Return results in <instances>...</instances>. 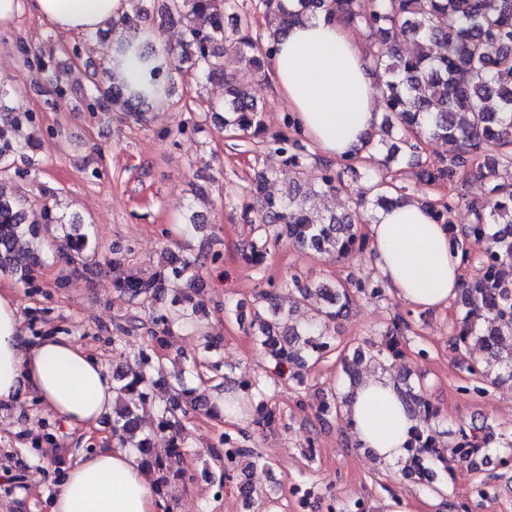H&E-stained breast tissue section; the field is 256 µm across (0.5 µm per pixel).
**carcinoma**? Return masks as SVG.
Masks as SVG:
<instances>
[{"label": "carcinoma", "mask_w": 512, "mask_h": 512, "mask_svg": "<svg viewBox=\"0 0 512 512\" xmlns=\"http://www.w3.org/2000/svg\"><path fill=\"white\" fill-rule=\"evenodd\" d=\"M168 24L182 26V38L176 47L166 46L172 63L162 75L172 81L174 74L187 71L208 80L224 81L223 112H212L219 127L243 136L255 137L263 132V107L238 89L232 74L227 72L226 59L261 66L254 55L256 42L251 36L249 22L240 20L235 37L224 31V11L230 0H162ZM258 8L266 20L264 56L272 58L276 39L288 27L317 17L321 13L338 12L351 24L362 25L372 40L370 53L379 74V89L385 107L384 123L396 119L403 131L411 133L414 142L405 136L383 144H370L372 160L386 151L382 164L394 170L396 182L368 179L356 190L350 202L356 208L369 204L384 208L407 199L410 182L428 184L452 182L470 174L471 162L479 161L481 176L496 180L489 194L479 202L469 204L471 220L457 227L453 240L459 252L462 288L455 301L457 314L453 322L450 344L461 356L463 369L474 385L463 388L478 395L486 387L512 381V276L505 269L512 268V0H258ZM149 21L148 10L134 16H125L113 28L135 31ZM407 34L415 49L407 53L397 35ZM24 62L37 67L35 83L57 87V70L43 61V51L32 52L19 46ZM84 79L98 96L88 104L94 110L106 99L129 114L145 111L149 104L139 96L125 91L122 85L101 81L95 72H87ZM16 87L0 81V275H7L27 286L43 263V251L60 252L70 264H84L98 255V247L85 229L84 220L74 215L66 218L59 213L56 194L49 188H40L42 203L35 208L20 192L4 196V187L21 174L18 163L32 169L38 164L30 151L36 147L34 131L38 128L35 113L13 104ZM440 141L446 145V154L432 169L418 168L422 143ZM270 149L284 157L292 167H300L309 152L303 140L285 135L275 136ZM358 160H352L337 169L323 164L312 193L333 199L349 190L344 174L357 172ZM277 172L267 169L251 184L256 206L249 223L256 234L247 243V259L261 264L279 241L286 239L315 254L349 257L363 254L368 238L361 224L368 219L331 212L319 215L307 209L300 187L288 190L285 199L264 195V186L274 180ZM439 224L452 225L451 215L459 204L453 197L446 201H425ZM202 262L185 258L178 261L169 255L166 264L155 272L140 278L117 281V287L129 301L140 306L156 301L170 288L178 290L169 305L152 308L148 320L139 314H129L117 324L124 336L136 334L150 323L157 328L154 339L159 345L174 330L202 332L199 324L198 303L192 291L200 280ZM280 289L296 293L299 300L283 309L274 290L258 295V305L246 326L255 336L256 344L278 368L298 370L308 364H317L335 354L342 359L343 373L349 383V393L331 394L332 402L322 411L340 413L351 398L350 391L359 384L356 368L364 351L355 348L348 355L332 334L331 326L347 317L356 298L364 295L378 298L385 295V282L377 269L357 279H338L332 284L309 283L292 275L283 280ZM313 295L320 301L310 308L304 320L295 317L297 307ZM412 311H397L391 319L390 331L385 335L384 349L378 350L373 361L383 363L401 353L400 337L411 330ZM473 348L483 351L479 361L466 354ZM153 357L142 351L134 358L129 370L116 374L114 385L117 406L112 408V436L123 448H134L141 464L157 474V489L163 491L169 475L183 476L181 453L176 429L180 416L187 408H196L200 395L182 383L171 386L169 401L161 408L155 431L170 433L173 453L167 459L151 455L152 432L143 426L139 407L148 398V390L157 384L153 380ZM406 397L421 417L422 426L416 430L406 461L399 463L401 478L430 485L435 479V467L448 468V461L470 465L478 456H488L491 433L474 425L459 426L448 443L449 456L437 450L440 431L435 422L439 412L423 394L420 382L410 381V374L400 378ZM217 452L219 464L218 487L230 477L237 459L256 454L255 449L241 444L226 434Z\"/></svg>", "instance_id": "cac0c4a2"}]
</instances>
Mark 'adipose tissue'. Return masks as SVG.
<instances>
[{
	"label": "adipose tissue",
	"mask_w": 512,
	"mask_h": 512,
	"mask_svg": "<svg viewBox=\"0 0 512 512\" xmlns=\"http://www.w3.org/2000/svg\"><path fill=\"white\" fill-rule=\"evenodd\" d=\"M130 8L129 0H0V28L30 14L61 33L92 34ZM155 39L148 29L124 35L128 52L108 53L106 64L127 87L145 89L147 102L161 109L168 87L153 72L167 69L168 59L146 51ZM270 77L297 130L319 155L335 161L366 157L379 121V95L369 54L352 25L322 14L292 26L277 44ZM368 241L387 287L406 306L445 309L457 298L462 271L449 230L424 204L402 202L378 211ZM26 394L73 431L99 428L114 402L112 375L99 359L64 336L25 340L18 303L0 290V405L16 404ZM346 424L357 446L376 460L395 462L405 457L419 420L400 384L377 371L356 387ZM49 512H164V503L134 451L116 446L65 466Z\"/></svg>",
	"instance_id": "obj_1"
}]
</instances>
